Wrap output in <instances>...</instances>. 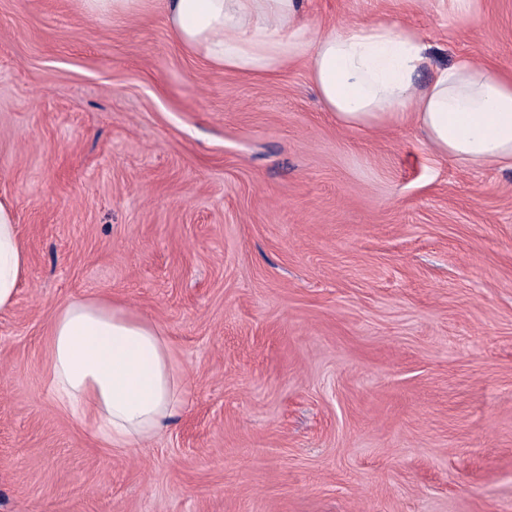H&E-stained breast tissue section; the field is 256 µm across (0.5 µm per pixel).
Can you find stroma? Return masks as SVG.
I'll list each match as a JSON object with an SVG mask.
<instances>
[{
  "instance_id": "stroma-1",
  "label": "stroma",
  "mask_w": 512,
  "mask_h": 512,
  "mask_svg": "<svg viewBox=\"0 0 512 512\" xmlns=\"http://www.w3.org/2000/svg\"><path fill=\"white\" fill-rule=\"evenodd\" d=\"M307 9L512 71V0ZM0 200L29 253L0 313V512H512V170L340 126L303 66L212 68L156 12L0 0ZM82 297L157 323L187 375L147 448L49 390Z\"/></svg>"
}]
</instances>
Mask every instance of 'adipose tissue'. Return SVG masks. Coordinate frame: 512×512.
<instances>
[{
  "label": "adipose tissue",
  "instance_id": "ef3b65f1",
  "mask_svg": "<svg viewBox=\"0 0 512 512\" xmlns=\"http://www.w3.org/2000/svg\"><path fill=\"white\" fill-rule=\"evenodd\" d=\"M88 17L157 11L176 43L213 68L263 75L299 62L341 126L376 129L412 118L438 156L463 167L512 168V74L460 59L436 67L416 30L387 21L320 27L303 0H81ZM29 265L14 211L0 202V312ZM49 387L108 448L144 447L186 405V380L163 329L126 304L60 306L48 338Z\"/></svg>",
  "mask_w": 512,
  "mask_h": 512
}]
</instances>
